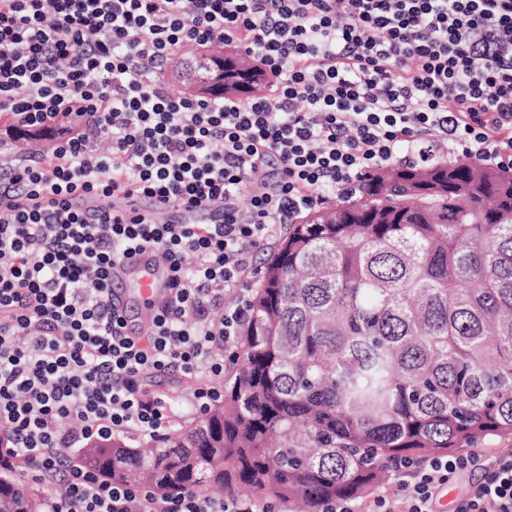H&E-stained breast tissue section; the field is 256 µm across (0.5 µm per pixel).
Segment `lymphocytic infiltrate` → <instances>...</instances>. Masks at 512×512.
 <instances>
[{"mask_svg":"<svg viewBox=\"0 0 512 512\" xmlns=\"http://www.w3.org/2000/svg\"><path fill=\"white\" fill-rule=\"evenodd\" d=\"M218 41L252 57L267 94L170 91L176 51ZM0 121L53 139L0 152V474L51 486L42 512H283L118 485L64 451L162 434L167 402L149 377L201 379L199 410L217 400L253 256L278 225L426 148L512 169V0H0ZM100 138L107 151L92 150ZM135 198L224 220L162 224ZM143 249L171 278L134 336L108 279ZM475 464L402 463L403 495L323 512H435ZM484 468L458 512H512V448Z\"/></svg>","mask_w":512,"mask_h":512,"instance_id":"f902f5d3","label":"lymphocytic infiltrate"}]
</instances>
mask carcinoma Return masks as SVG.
Masks as SVG:
<instances>
[{"instance_id": "obj_1", "label": "carcinoma", "mask_w": 512, "mask_h": 512, "mask_svg": "<svg viewBox=\"0 0 512 512\" xmlns=\"http://www.w3.org/2000/svg\"><path fill=\"white\" fill-rule=\"evenodd\" d=\"M187 87L251 97L267 81L216 45ZM222 398L181 432L80 462L171 495L213 487L300 512L385 486L393 466L512 436V170L425 156L288 225L267 254ZM0 512H39L0 476Z\"/></svg>"}]
</instances>
